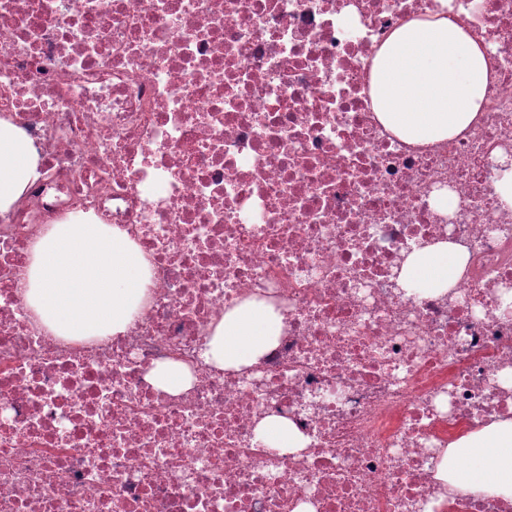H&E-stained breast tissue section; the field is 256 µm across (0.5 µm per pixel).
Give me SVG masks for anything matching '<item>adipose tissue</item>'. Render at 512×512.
<instances>
[{
    "instance_id": "obj_1",
    "label": "adipose tissue",
    "mask_w": 512,
    "mask_h": 512,
    "mask_svg": "<svg viewBox=\"0 0 512 512\" xmlns=\"http://www.w3.org/2000/svg\"><path fill=\"white\" fill-rule=\"evenodd\" d=\"M489 63L483 43L457 20L415 18L393 32L372 66V96L382 124L402 140H448L476 118ZM33 141L0 116V215L8 214L40 176ZM466 263L453 244L414 251L401 283L407 290L439 292L453 285ZM147 264L123 234L90 215L52 225L29 259L28 302L53 335L79 340L122 333L145 298ZM281 317L264 302L249 301L225 312L205 357L220 369H241L270 348ZM449 456L466 458V469L439 478L475 493L512 498V420L493 423L461 439Z\"/></svg>"
}]
</instances>
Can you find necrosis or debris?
Instances as JSON below:
<instances>
[{"label":"necrosis or debris","mask_w":512,"mask_h":512,"mask_svg":"<svg viewBox=\"0 0 512 512\" xmlns=\"http://www.w3.org/2000/svg\"><path fill=\"white\" fill-rule=\"evenodd\" d=\"M481 37L489 78L456 137L407 143L373 60L411 19ZM0 114L41 177L0 218V512H512L449 488L450 445L512 420V0H0ZM457 206L438 211V193ZM124 231L148 300L119 335L32 318L28 259L77 214ZM463 247L442 293L408 255ZM262 300L274 347L207 363L224 313ZM176 362L170 393L151 370ZM288 420L303 448L260 438ZM152 377L159 388L171 393L186 389L191 382L187 369L176 363L157 365L152 371Z\"/></svg>","instance_id":"1"}]
</instances>
